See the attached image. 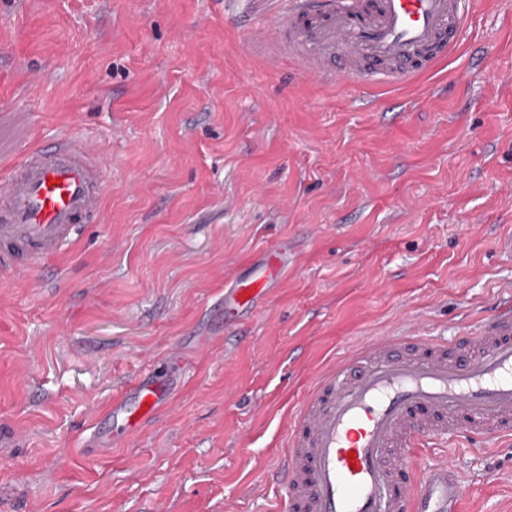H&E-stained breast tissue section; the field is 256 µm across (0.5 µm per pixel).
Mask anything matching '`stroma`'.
<instances>
[{
	"instance_id": "obj_1",
	"label": "stroma",
	"mask_w": 512,
	"mask_h": 512,
	"mask_svg": "<svg viewBox=\"0 0 512 512\" xmlns=\"http://www.w3.org/2000/svg\"><path fill=\"white\" fill-rule=\"evenodd\" d=\"M251 2L0 0V160L78 129L112 167L71 249L0 273V512H274L321 368L512 298V0L409 84L330 86L240 24ZM280 242L281 287L225 328V283ZM156 359L171 410L90 443ZM418 454L455 461L463 512H512V441Z\"/></svg>"
}]
</instances>
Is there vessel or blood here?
Segmentation results:
<instances>
[{"instance_id": "b4317fda", "label": "vessel or blood", "mask_w": 512, "mask_h": 512, "mask_svg": "<svg viewBox=\"0 0 512 512\" xmlns=\"http://www.w3.org/2000/svg\"><path fill=\"white\" fill-rule=\"evenodd\" d=\"M467 20L463 0H283L262 28L298 74L331 85L368 75L405 84L449 58ZM108 169L80 133L0 165V273L27 272L72 247L100 215ZM288 267V248L264 253L224 287V323L261 307ZM170 376L140 377L112 402L129 437L171 407ZM512 436V304L478 334L447 341L419 325L372 336L327 364L291 413L283 512H460L472 488L448 460L423 466L428 441Z\"/></svg>"}]
</instances>
